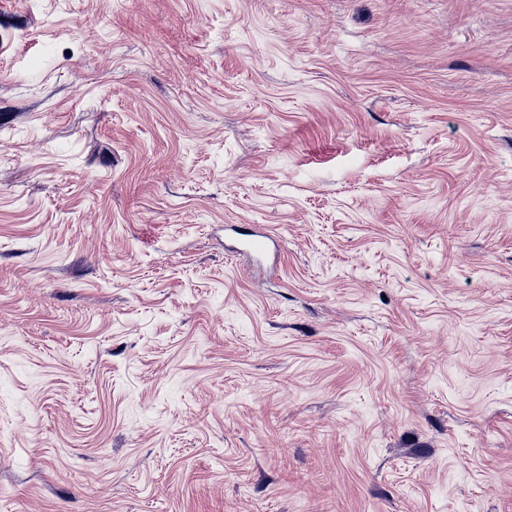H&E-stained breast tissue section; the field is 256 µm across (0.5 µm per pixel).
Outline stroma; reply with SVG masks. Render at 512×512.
I'll return each mask as SVG.
<instances>
[{"label": "stroma", "instance_id": "obj_1", "mask_svg": "<svg viewBox=\"0 0 512 512\" xmlns=\"http://www.w3.org/2000/svg\"><path fill=\"white\" fill-rule=\"evenodd\" d=\"M0 512H512V0H0Z\"/></svg>", "mask_w": 512, "mask_h": 512}]
</instances>
